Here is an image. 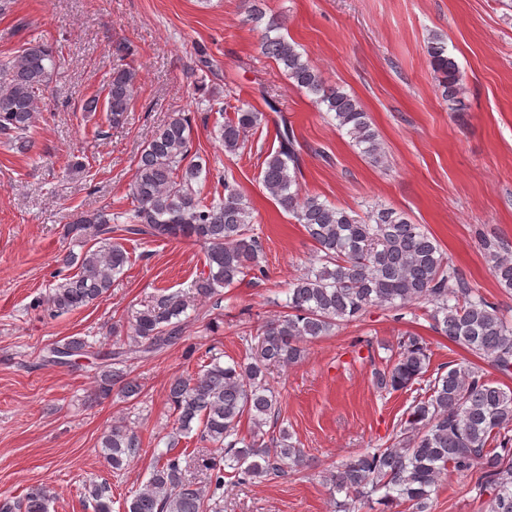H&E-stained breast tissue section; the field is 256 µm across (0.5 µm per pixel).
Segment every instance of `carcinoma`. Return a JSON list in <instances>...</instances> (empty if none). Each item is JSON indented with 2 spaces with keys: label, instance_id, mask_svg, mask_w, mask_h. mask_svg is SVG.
Returning a JSON list of instances; mask_svg holds the SVG:
<instances>
[{
  "label": "carcinoma",
  "instance_id": "cac0c4a2",
  "mask_svg": "<svg viewBox=\"0 0 512 512\" xmlns=\"http://www.w3.org/2000/svg\"><path fill=\"white\" fill-rule=\"evenodd\" d=\"M247 21L261 32L262 54L283 67L296 87L324 107L346 130L361 153L374 163L383 158L382 144L368 113L343 87L329 83L298 44L280 33L284 20L268 14L266 0H247ZM428 54L441 96L459 111L464 92L457 62L440 41ZM55 50L47 41L27 40L0 64V135L29 149L37 99L52 80ZM136 71L128 65L112 70L106 87V112L112 126L124 124L133 98ZM233 108L214 131L224 151L244 148L246 134L269 122L266 113L245 103ZM191 117L171 114L147 141L130 187L132 207L101 208L79 217L67 229L97 243L65 263L78 272L53 288L48 307L57 312L82 308L112 288L129 257L112 234L143 235L154 241L192 240L205 250L202 273L187 291L161 293L136 311L132 341L102 356L95 392L97 401L118 388L123 397H138L141 387L128 362L145 359L174 345L183 332L182 317L195 301L211 298L244 277L267 276L259 238L249 234L253 208L237 184L224 179V195L207 199L194 184L203 171L189 158ZM278 148L264 161L261 182L270 197L301 224L317 245L320 267L289 285L285 311L257 334L254 352L226 364L211 355L200 369L175 378L168 400L175 430L196 429L212 444L214 456L204 464L207 483L186 478L188 458L170 448L160 454L143 487L124 512H221L224 486L264 477H281L306 465L304 453L287 431L264 441L263 427L278 411V391L268 374L302 360L304 342L359 320L371 307L401 310L423 303L434 329L469 352L487 359L499 372L512 373V322L489 302L445 258L439 241L403 212L377 206L366 216L301 192V161L289 128L275 126ZM497 283L512 290V251H489ZM94 344L74 337L48 349L46 362L67 364L85 356ZM426 343L408 335L398 357L374 372L375 385L386 393L404 390L426 373ZM430 395L414 400L401 439L389 448H366L325 476L335 512H353L356 503L376 493L389 504L403 500L413 512H428L440 476L451 469L479 473L476 489L488 495L489 512H512V390L494 385L468 365L459 364L435 377ZM252 423L250 438L241 436L243 418ZM134 430L123 421L112 424L102 451L112 471L126 469L138 450ZM231 472H226V469ZM84 496L94 512H112L108 486L90 479ZM344 499H337V495ZM50 489L40 486L20 500L0 501V512H48Z\"/></svg>",
  "mask_w": 512,
  "mask_h": 512
}]
</instances>
